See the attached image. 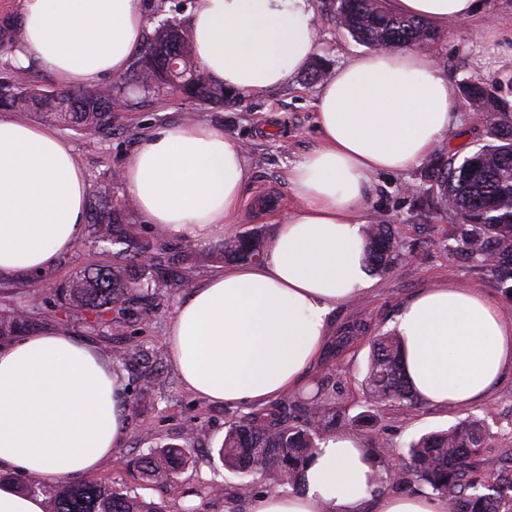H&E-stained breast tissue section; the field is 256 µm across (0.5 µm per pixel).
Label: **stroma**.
Wrapping results in <instances>:
<instances>
[{"label":"stroma","instance_id":"stroma-1","mask_svg":"<svg viewBox=\"0 0 512 512\" xmlns=\"http://www.w3.org/2000/svg\"><path fill=\"white\" fill-rule=\"evenodd\" d=\"M482 3L474 17L450 26L429 51L454 84L475 77L491 82L496 96L512 108V0ZM312 4L320 29L315 55L327 68L363 51L362 43L337 27L332 0H312ZM319 89V84L308 82L303 71L284 86L236 95L219 104L138 89L131 95L132 107L120 112L112 133L91 135L62 125L57 132L72 146L91 188H110L113 201L128 214L130 235L146 243L154 241L157 232L145 222L124 184L116 178L140 135L188 119L222 129L226 137L243 145L248 171L247 198L233 231L242 234L258 229L270 239L276 219L286 217L298 206L287 174L318 141L314 102ZM456 110L460 128L447 135L441 145L465 157L475 151L483 137L488 114L461 99L456 102ZM420 173L415 167L373 176L371 193L359 219L367 224L384 220L396 225L409 254L389 272L371 273V285L362 296L337 304L329 324L331 337L341 336L344 326L352 323L367 325L369 336L393 330L405 302L423 288L448 280L475 287L505 309H512V296L506 295L493 277L491 261L474 264L449 252L445 238L454 219L421 208L414 191ZM169 242L174 254L192 266L194 281L225 266L221 241L196 242L173 236ZM112 261L111 251L93 246L86 235L44 277L26 276L0 283V310L37 306L42 328L90 341L107 356L129 344L144 349L145 360L122 370L130 412L121 446L110 461L90 473V480L133 490L145 499L165 504L168 512H250L253 498L267 491V483L258 474H235L222 466L217 448L230 416L224 405L206 402L188 392L168 357L167 329L184 289L161 288L153 317L143 320L130 314L118 326L104 323L88 327L61 308L56 288L86 268ZM368 353L367 338H361L340 350H329L309 371L312 388L337 396L349 415L373 411L375 430L359 434L365 447L403 452L421 433L483 417L489 434L483 452L487 469L497 466L502 451L512 452V370L504 374L498 388L480 406L465 412L425 406L408 415L391 403L370 408L362 386ZM167 444L189 448V463L167 480H143L139 459L150 448Z\"/></svg>","mask_w":512,"mask_h":512}]
</instances>
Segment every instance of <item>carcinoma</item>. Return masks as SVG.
<instances>
[{
  "label": "carcinoma",
  "instance_id": "carcinoma-1",
  "mask_svg": "<svg viewBox=\"0 0 512 512\" xmlns=\"http://www.w3.org/2000/svg\"><path fill=\"white\" fill-rule=\"evenodd\" d=\"M336 24L370 48L427 45L439 32L421 19L393 15L382 0H334ZM132 79L145 91L164 86L200 102L221 101L224 87L212 82L196 62L189 36L180 23L162 22L143 47ZM462 96L480 109L498 110L487 126V143L471 155L458 159L440 149L426 166L425 202L430 211L451 212L454 225L452 250L465 259L497 261L500 282L512 294V113L501 105L487 83L470 80L461 86ZM132 105L123 87L44 91L30 84L28 70L12 69L11 80L0 83V104L20 114L35 112L45 120L78 127L92 133L116 118L115 104ZM88 223L96 242L119 246L112 252L115 262L76 276L59 290V300L69 312L90 314L94 322L121 324L138 305L139 316L155 313L156 294L141 290L145 282L169 280L185 287L192 283V269L181 266L171 255L160 267L144 262L147 246L137 245L127 230L125 210L112 203V196L92 191ZM367 267L385 273L406 257L404 246L391 224H369L365 228ZM224 259L258 262L265 255V238L254 231L224 240ZM38 325L33 311L16 308L0 311V342ZM143 357L137 345L112 352V363L129 365ZM370 405L395 403L407 412L420 408L402 366V342L395 332L382 333L371 343L364 377ZM305 419L288 420L281 406L273 404L252 411L230 423L218 454L224 466L237 472L252 470L254 461L265 460L261 477L271 484L299 486L301 467L319 445L336 429H359L371 424L368 415L349 418L330 396L318 395L299 405ZM485 447V420L474 419L440 432L425 434L408 449L410 477L400 484L415 483L419 490L448 500V512H512V456L497 470L493 481L482 472L480 449ZM187 463L185 452L176 446H162L140 461L148 480L166 479ZM21 490L46 496L47 512H166V506L146 501L130 491L94 481L62 480L47 488L28 476L18 480Z\"/></svg>",
  "mask_w": 512,
  "mask_h": 512
}]
</instances>
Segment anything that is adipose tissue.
Returning <instances> with one entry per match:
<instances>
[{
  "label": "adipose tissue",
  "mask_w": 512,
  "mask_h": 512,
  "mask_svg": "<svg viewBox=\"0 0 512 512\" xmlns=\"http://www.w3.org/2000/svg\"><path fill=\"white\" fill-rule=\"evenodd\" d=\"M20 67L72 86L122 73L140 49V0H20ZM390 12L438 29L473 17L479 0H387ZM311 0H197L189 38L200 67L227 91L285 85L316 48ZM454 84L428 53L374 50L332 70L315 109L319 142L289 171L299 205L265 257L189 288L171 319V360L190 393L261 406L307 389L336 304L370 285L362 212L377 173L404 172L459 127ZM242 147L202 121L145 133L122 180L148 223L211 241L236 224L245 195ZM89 183L51 127L0 114V279L53 269L75 249ZM396 330L412 390L433 408L482 404L512 368V312L454 282L402 306ZM129 411L121 373L96 347L47 330L0 346V512H46L16 471L52 485L111 460ZM376 465L336 432L306 462L301 488L256 496L251 512H448L418 495L373 498Z\"/></svg>",
  "instance_id": "adipose-tissue-1"
}]
</instances>
